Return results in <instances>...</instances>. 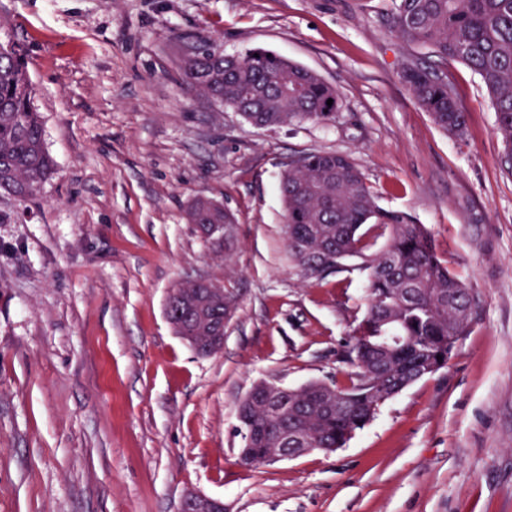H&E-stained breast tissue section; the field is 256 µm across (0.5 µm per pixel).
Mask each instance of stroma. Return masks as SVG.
I'll use <instances>...</instances> for the list:
<instances>
[{
    "label": "stroma",
    "instance_id": "stroma-1",
    "mask_svg": "<svg viewBox=\"0 0 512 512\" xmlns=\"http://www.w3.org/2000/svg\"><path fill=\"white\" fill-rule=\"evenodd\" d=\"M393 0H0L21 46L56 172L0 197V512H512V175L482 79L444 71L468 119L449 137L402 71L426 49ZM277 52L335 87L333 120L259 129L177 81L173 35ZM310 150L349 155L377 204L425 225L473 297L447 365L387 401L347 444L238 461L253 385L348 382L367 311L359 260L321 283L288 257L279 181ZM210 197L233 218L210 244L185 219ZM206 277L235 299L222 352L165 319ZM192 504L197 512H224V501L218 498H212L205 495L187 493L182 496L179 512H185V508Z\"/></svg>",
    "mask_w": 512,
    "mask_h": 512
}]
</instances>
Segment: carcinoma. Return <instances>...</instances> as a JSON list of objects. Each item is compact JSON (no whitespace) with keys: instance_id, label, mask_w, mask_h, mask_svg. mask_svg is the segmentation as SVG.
I'll list each match as a JSON object with an SVG mask.
<instances>
[{"instance_id":"obj_1","label":"carcinoma","mask_w":512,"mask_h":512,"mask_svg":"<svg viewBox=\"0 0 512 512\" xmlns=\"http://www.w3.org/2000/svg\"><path fill=\"white\" fill-rule=\"evenodd\" d=\"M392 27L433 58L429 65L407 67L402 79L448 134L464 135L466 112L439 66L451 59L482 78L492 96L504 166L512 173V0H394ZM177 41L182 48L197 47L180 53L181 83L208 101L241 108L257 127L336 117V89L271 50L250 49L238 64L224 59L221 41L211 33L179 34ZM31 94L25 56L13 43L0 44V196L20 203L55 173ZM280 194L288 254L304 280L320 283L351 257L369 270L368 309L343 356L354 368L349 383L293 389L300 413L282 420L326 448H341L385 402L431 375L437 356L467 332L472 299L439 261L424 225L379 207L349 156L298 155L282 173ZM186 219L198 229L232 222L220 203L203 198L188 206Z\"/></svg>"}]
</instances>
